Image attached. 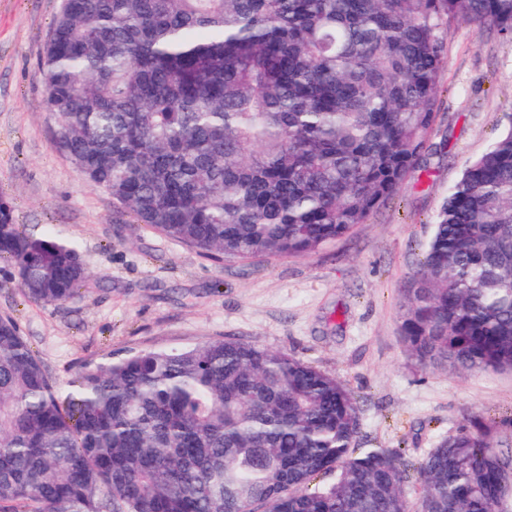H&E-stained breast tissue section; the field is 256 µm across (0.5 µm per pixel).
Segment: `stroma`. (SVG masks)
Returning <instances> with one entry per match:
<instances>
[{
	"instance_id": "stroma-1",
	"label": "stroma",
	"mask_w": 512,
	"mask_h": 512,
	"mask_svg": "<svg viewBox=\"0 0 512 512\" xmlns=\"http://www.w3.org/2000/svg\"><path fill=\"white\" fill-rule=\"evenodd\" d=\"M63 0H0V197L26 232L74 240L92 275L75 299L26 298L0 267L11 316L65 385L85 365L236 337L329 374L359 405L360 448L405 449L411 467L473 418L512 440V373L451 375L408 359L400 290L465 165L512 113V42L457 20L445 29L428 150L400 192L326 249L295 257L203 256L120 212L54 145L41 61Z\"/></svg>"
}]
</instances>
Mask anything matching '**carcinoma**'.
<instances>
[{
  "label": "carcinoma",
  "instance_id": "carcinoma-1",
  "mask_svg": "<svg viewBox=\"0 0 512 512\" xmlns=\"http://www.w3.org/2000/svg\"><path fill=\"white\" fill-rule=\"evenodd\" d=\"M449 18L512 41V0H63L42 60L56 146L204 254L312 255L418 165ZM433 225L401 289L408 357L511 373L512 126ZM1 262L35 302L90 280L74 242L24 231L4 199ZM359 428L336 378L234 337L57 387L0 316V512H512V448L483 420L429 451L414 499L403 450L358 453Z\"/></svg>",
  "mask_w": 512,
  "mask_h": 512
}]
</instances>
